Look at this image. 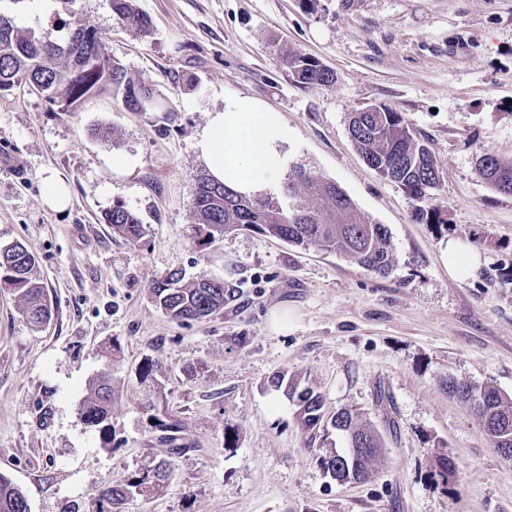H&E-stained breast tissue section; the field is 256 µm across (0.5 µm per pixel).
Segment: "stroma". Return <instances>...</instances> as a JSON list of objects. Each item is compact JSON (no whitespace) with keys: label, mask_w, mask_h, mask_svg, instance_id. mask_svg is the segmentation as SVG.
I'll return each mask as SVG.
<instances>
[{"label":"stroma","mask_w":512,"mask_h":512,"mask_svg":"<svg viewBox=\"0 0 512 512\" xmlns=\"http://www.w3.org/2000/svg\"><path fill=\"white\" fill-rule=\"evenodd\" d=\"M153 30H127L110 0H78L112 59L174 113L168 131L111 93L59 111L28 85L0 92V247L35 254L52 302L32 327L0 292V474L31 512H106L102 490L165 457L156 420L175 416L195 450L174 458L161 492L123 512H512V458L450 398L446 379L512 397V196L480 176L482 154L512 158V0H136ZM17 26L67 38L59 0H0ZM334 70L298 84L281 54ZM247 99L293 133L284 175L335 181L383 224L391 270L294 247L249 230L198 246L192 192L206 166L193 144L209 112ZM387 105L428 146L442 181L417 200L361 158L353 112ZM127 163L112 170L114 159ZM71 190L43 203L47 177ZM146 226L113 234V204ZM443 221L421 224L419 207ZM477 252L449 276L448 240ZM183 270L238 286L223 313L165 315L151 285ZM122 353L105 366L103 348ZM111 368L112 434L81 415L88 384ZM300 377L324 410L359 413L386 448L370 476L334 480L319 462L337 433L304 432L297 407L269 390Z\"/></svg>","instance_id":"35a3bbf8"}]
</instances>
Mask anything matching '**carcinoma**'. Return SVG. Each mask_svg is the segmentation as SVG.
<instances>
[{"mask_svg": "<svg viewBox=\"0 0 512 512\" xmlns=\"http://www.w3.org/2000/svg\"><path fill=\"white\" fill-rule=\"evenodd\" d=\"M69 4L70 29L64 42L44 41L33 33L22 32L14 19L0 13V85L26 83L51 104L67 112L92 92L112 91L132 112H153L155 120L168 124L170 109L159 102L152 88L135 80L121 63L112 60L101 35L90 48L78 44L75 10ZM112 12L128 30L141 36L152 31V22L135 0H111ZM282 61L296 81L312 86H331L336 73L305 55L286 52ZM352 140L364 160L381 177L398 183L416 197L424 198L442 179L427 145L419 139L400 113L386 105L367 107L356 113ZM482 179L500 194L512 196V159L485 154L480 161ZM196 242L204 247L239 230L269 235L290 245L320 249L344 255L363 268L385 275L390 269L393 246L385 227L358 211L352 199L333 181L300 170L276 194L246 196L200 176L192 199ZM112 233L137 242L144 236L141 217L121 204L105 213ZM0 289L22 302V313L39 327L51 317V302L37 276L36 258L23 244L0 254ZM157 307L181 322L208 318L222 310L235 297V288L224 281L205 276L188 278L181 271H170L152 286ZM270 387L284 390L298 407L303 429L313 431L326 423L345 441L346 453L331 448L319 456L321 465L336 478L363 479L385 448L381 433L359 422L352 411H339L324 419L323 399L309 388L299 389L298 380L275 375ZM448 394L481 420L484 431L497 448H512V399L492 387H476L455 380L446 382ZM115 387L112 370L107 368L90 382V396L82 408L85 423L102 433L109 432ZM161 441L168 446V457L152 462L127 483L100 492L102 500L120 512L124 501L135 495L148 496L164 487L171 476L170 458L192 451L183 435L185 425L175 417L158 420ZM0 512H30L25 496L12 482L0 475Z\"/></svg>", "mask_w": 512, "mask_h": 512, "instance_id": "carcinoma-1", "label": "carcinoma"}]
</instances>
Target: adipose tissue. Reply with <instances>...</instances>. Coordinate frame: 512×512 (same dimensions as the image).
I'll return each instance as SVG.
<instances>
[{
	"label": "adipose tissue",
	"mask_w": 512,
	"mask_h": 512,
	"mask_svg": "<svg viewBox=\"0 0 512 512\" xmlns=\"http://www.w3.org/2000/svg\"><path fill=\"white\" fill-rule=\"evenodd\" d=\"M291 137L280 113L238 99L208 114L194 147L211 178L252 195L274 189Z\"/></svg>",
	"instance_id": "obj_1"
}]
</instances>
